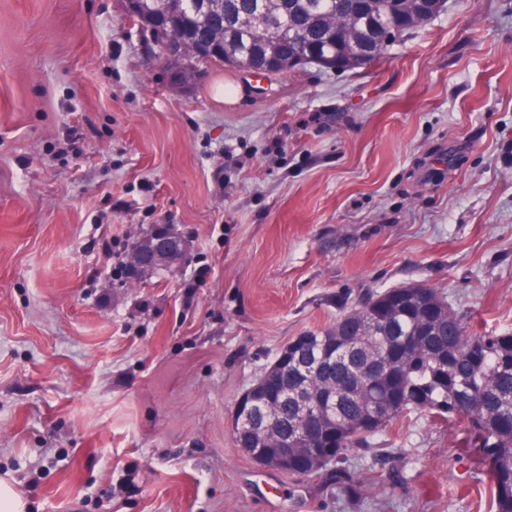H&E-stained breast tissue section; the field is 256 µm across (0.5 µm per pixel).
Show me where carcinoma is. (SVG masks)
Returning <instances> with one entry per match:
<instances>
[{
    "instance_id": "carcinoma-1",
    "label": "carcinoma",
    "mask_w": 512,
    "mask_h": 512,
    "mask_svg": "<svg viewBox=\"0 0 512 512\" xmlns=\"http://www.w3.org/2000/svg\"><path fill=\"white\" fill-rule=\"evenodd\" d=\"M172 3L184 13L178 36L207 54L204 60L168 56L181 87L190 90L219 64H270L273 77L309 64L338 72L363 68L387 53L384 39L392 28L402 36L445 6V0H427V15L412 17L397 0H224V14L243 18L257 12L261 22L217 27L195 14L189 0H146L132 21L144 27L159 23ZM331 17L350 19L352 31L330 35ZM288 25L311 35L302 58L282 48ZM311 335L310 352L297 350L288 363V388L299 387L302 398L290 393L288 400L275 398L267 406L272 432L288 437L309 474H325L339 484L350 478L351 450L374 448L393 424L432 414L464 424L467 444L479 449L489 473L490 512H512L511 331L480 329L442 293L414 284L369 292L332 326ZM476 343L484 347L483 367L472 361ZM328 389L336 391V414L313 418L326 437L321 447L333 448L320 462L315 444L299 435L308 410Z\"/></svg>"
}]
</instances>
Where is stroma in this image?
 I'll return each instance as SVG.
<instances>
[{
    "mask_svg": "<svg viewBox=\"0 0 512 512\" xmlns=\"http://www.w3.org/2000/svg\"><path fill=\"white\" fill-rule=\"evenodd\" d=\"M166 224L181 266L125 278ZM406 284L512 330V0H448L351 72L187 93L122 0H0V481L26 512H486L429 416L342 485L235 446L289 341Z\"/></svg>",
    "mask_w": 512,
    "mask_h": 512,
    "instance_id": "stroma-1",
    "label": "stroma"
}]
</instances>
